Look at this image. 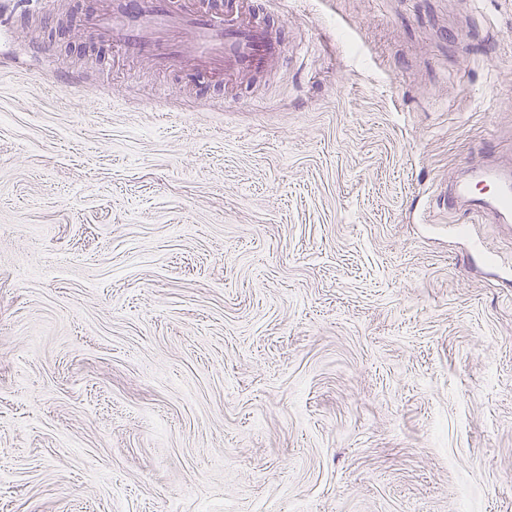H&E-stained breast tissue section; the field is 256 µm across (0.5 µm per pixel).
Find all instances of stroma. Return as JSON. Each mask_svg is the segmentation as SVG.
<instances>
[{
    "label": "stroma",
    "instance_id": "35a3bbf8",
    "mask_svg": "<svg viewBox=\"0 0 512 512\" xmlns=\"http://www.w3.org/2000/svg\"><path fill=\"white\" fill-rule=\"evenodd\" d=\"M254 2L227 86L0 30V512H512V222L439 194L512 167V0Z\"/></svg>",
    "mask_w": 512,
    "mask_h": 512
}]
</instances>
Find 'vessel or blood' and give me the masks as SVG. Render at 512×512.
Instances as JSON below:
<instances>
[{
    "instance_id": "b4317fda",
    "label": "vessel or blood",
    "mask_w": 512,
    "mask_h": 512,
    "mask_svg": "<svg viewBox=\"0 0 512 512\" xmlns=\"http://www.w3.org/2000/svg\"><path fill=\"white\" fill-rule=\"evenodd\" d=\"M96 26L123 55L168 69L190 63L197 70L235 81L270 69L283 47L258 20L251 0H239L235 16L188 8L178 0H108ZM449 203L512 218V169L496 164L475 168L452 186Z\"/></svg>"
}]
</instances>
